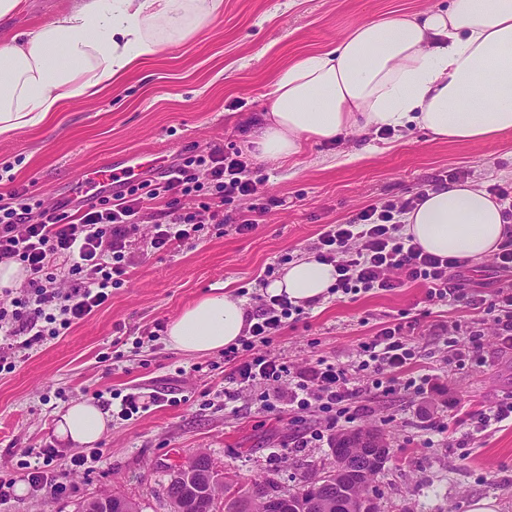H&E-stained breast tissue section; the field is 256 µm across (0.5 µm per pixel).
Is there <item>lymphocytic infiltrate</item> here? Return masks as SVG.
I'll return each mask as SVG.
<instances>
[{
  "label": "lymphocytic infiltrate",
  "mask_w": 512,
  "mask_h": 512,
  "mask_svg": "<svg viewBox=\"0 0 512 512\" xmlns=\"http://www.w3.org/2000/svg\"><path fill=\"white\" fill-rule=\"evenodd\" d=\"M260 186L240 153L214 148L180 156L159 179L140 180L119 194L103 195L76 208L67 201L47 207L27 192L10 193L8 202L0 203V262L19 263L37 293L15 300L13 309L0 307V335L23 336V346L29 349L45 336L47 324L69 329L105 304L113 286L127 274L126 253L140 233L144 200H157L163 206L149 241L151 249L161 250L189 239L203 225L223 223V211L204 199L207 188H214L225 203L253 197L255 214H267L270 206L262 202ZM424 196L420 190L403 205H372L349 223L325 225L316 257L336 269L333 294L356 297L421 282L428 287L429 301L463 298L461 276L468 260L426 253L402 233L400 215ZM302 313V307L284 295L259 306L238 347L224 353L233 365L229 384L243 389L291 375L292 405L301 412L319 409L332 428L348 417L363 393H392L396 375L407 374L405 387L416 393L428 384V377L409 375L418 353L400 322L382 326L367 338L352 368L320 361L289 372L261 348ZM242 349L250 352V359L238 360ZM24 454L31 460L27 479L33 490L56 497L67 492L64 475L49 469L52 449L28 448Z\"/></svg>",
  "instance_id": "f902f5d3"
}]
</instances>
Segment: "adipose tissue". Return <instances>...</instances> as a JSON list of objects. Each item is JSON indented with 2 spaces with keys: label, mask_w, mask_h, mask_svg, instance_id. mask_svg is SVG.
<instances>
[{
  "label": "adipose tissue",
  "mask_w": 512,
  "mask_h": 512,
  "mask_svg": "<svg viewBox=\"0 0 512 512\" xmlns=\"http://www.w3.org/2000/svg\"><path fill=\"white\" fill-rule=\"evenodd\" d=\"M224 0H76L45 25L0 45V139L43 124L64 102L97 95L196 36ZM416 125L438 142H480L512 131V0H450L447 8L395 14L355 27L335 48L282 68L263 125L262 157L296 154L305 140ZM479 185L451 181L428 191L404 217V234L425 252L480 260L496 251L506 220ZM333 265L291 263L267 292L297 305L322 299ZM245 327L242 300L215 288L168 325L171 347L209 354L235 344ZM106 415L73 401L57 423L64 441L100 440Z\"/></svg>",
  "instance_id": "1"
}]
</instances>
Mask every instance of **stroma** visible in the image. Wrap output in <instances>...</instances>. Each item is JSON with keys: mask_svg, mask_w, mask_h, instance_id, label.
I'll list each match as a JSON object with an SVG mask.
<instances>
[{"mask_svg": "<svg viewBox=\"0 0 512 512\" xmlns=\"http://www.w3.org/2000/svg\"><path fill=\"white\" fill-rule=\"evenodd\" d=\"M74 0H27L0 23V44L41 27ZM448 0H224V10L193 39L166 48L121 84L66 105L50 124L0 140V197L28 188L44 203L84 198L78 173L127 152L172 163L211 146L242 151L253 177L262 179L273 207L256 228L237 233L253 217L251 203L225 205V223L208 224L171 249L135 244L129 275L108 303L29 349L0 335V353L16 367L0 374V466L18 479L0 512H80L99 494H122L140 512H168V470L204 452L227 476L247 483L272 481L292 492L329 469L332 432L302 444L322 429L318 410L297 413L288 379L263 382L226 400L230 363L223 353L198 356L171 347L166 326L184 307L220 286L233 297L248 293L285 261L313 255L323 225L349 222L364 208L403 203L418 188L461 171L467 181L512 192V131L476 143H440L410 125L383 137L348 132L333 142L310 141L284 160L262 158L247 141L245 122L269 103L277 71L302 53L333 48L357 25L393 11L417 14ZM468 297L429 302L410 283L356 298L327 295L305 307L299 321L273 338L267 351L290 370L323 360L351 367L359 347L383 324L401 322L419 354L413 377L429 375L421 395L363 394L353 423L381 430L389 460L373 482L379 512H471L480 499L512 512V420L477 432L476 422L498 400L512 396V351L499 349L488 313L497 288L512 274L491 259L471 262ZM482 328V360L458 364L453 348L470 344ZM136 394L131 418L111 417L101 439L76 447L59 439V412L77 399L119 404ZM442 423L444 431L433 428ZM55 448L53 467L68 474L67 495L53 498L24 480V448ZM87 462L72 468L74 455Z\"/></svg>", "mask_w": 512, "mask_h": 512, "instance_id": "35a3bbf8", "label": "stroma"}]
</instances>
